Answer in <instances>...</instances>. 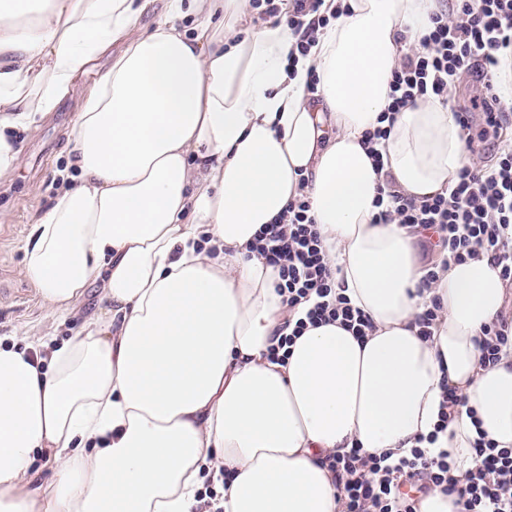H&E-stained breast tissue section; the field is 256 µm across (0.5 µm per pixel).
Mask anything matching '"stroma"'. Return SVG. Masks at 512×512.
<instances>
[{
	"label": "stroma",
	"mask_w": 512,
	"mask_h": 512,
	"mask_svg": "<svg viewBox=\"0 0 512 512\" xmlns=\"http://www.w3.org/2000/svg\"><path fill=\"white\" fill-rule=\"evenodd\" d=\"M110 64L108 56L77 80V90L64 98L53 112L33 127L16 131L23 162L0 179V336L27 332L34 338L65 339L99 312V285L91 283L67 318L49 315L35 285L22 273V241L37 212L49 206L67 164V133L82 103L83 91L91 88Z\"/></svg>",
	"instance_id": "obj_1"
}]
</instances>
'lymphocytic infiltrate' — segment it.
Returning a JSON list of instances; mask_svg holds the SVG:
<instances>
[{"label": "lymphocytic infiltrate", "mask_w": 512, "mask_h": 512, "mask_svg": "<svg viewBox=\"0 0 512 512\" xmlns=\"http://www.w3.org/2000/svg\"><path fill=\"white\" fill-rule=\"evenodd\" d=\"M250 2L259 19L285 18L299 35L295 49L302 55L316 31L330 22L321 11L323 0H291L287 10L277 0ZM511 47L512 0H455L452 12L433 17L421 49L402 57L391 81L392 111L419 98L447 100L449 88L464 74L498 76ZM375 221L437 233L439 253L457 263L487 255L512 284V149L501 150L493 166H464L448 191L421 202L387 192ZM314 224L308 201L298 199L266 226L258 241L259 253L280 269L277 291L284 302L292 309L309 306L292 335L279 337L282 347L309 324L338 320L359 339L373 328L360 309L336 292ZM511 347L512 319L496 316L478 342L481 367L493 368ZM474 451V465L461 480L453 475L448 452L432 455L424 448L396 461L352 448L327 455L324 463L343 490L342 512H418L416 500L402 490L414 479L423 481L425 489L457 496L461 512H512V448L481 438Z\"/></svg>", "instance_id": "lymphocytic-infiltrate-1"}]
</instances>
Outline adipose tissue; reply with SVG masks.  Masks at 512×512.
I'll use <instances>...</instances> for the list:
<instances>
[{"label": "adipose tissue", "instance_id": "1", "mask_svg": "<svg viewBox=\"0 0 512 512\" xmlns=\"http://www.w3.org/2000/svg\"><path fill=\"white\" fill-rule=\"evenodd\" d=\"M153 2L0 0V176L21 163L13 131L120 47L73 117V183L22 244L52 314L93 281L103 306L58 343L0 339V512H202L208 483L217 512H341L324 456L408 455L448 386L464 403L436 445L457 477L478 433L511 448L512 353L485 369L477 346L504 307L498 269L441 263L423 287L414 230L374 221L384 182L418 202L470 162L451 104L382 118L440 0H324L333 18L293 63L286 24L241 29L248 0H165L138 33ZM380 126L379 172L363 140ZM298 198L373 329L308 328L275 362L288 309L256 237ZM39 456L53 479L33 487Z\"/></svg>", "mask_w": 512, "mask_h": 512}]
</instances>
